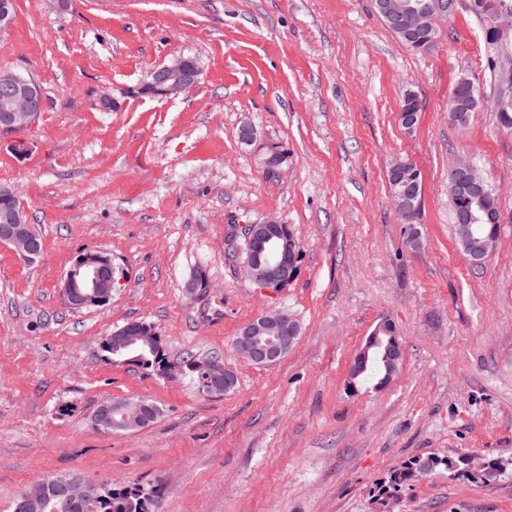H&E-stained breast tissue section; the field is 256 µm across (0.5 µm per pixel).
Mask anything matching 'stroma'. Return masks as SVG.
<instances>
[{
  "label": "stroma",
  "mask_w": 512,
  "mask_h": 512,
  "mask_svg": "<svg viewBox=\"0 0 512 512\" xmlns=\"http://www.w3.org/2000/svg\"><path fill=\"white\" fill-rule=\"evenodd\" d=\"M415 52L372 0H16L0 31V71L33 76L46 104L0 134V184L17 188L43 242L34 263L0 242V512L48 476L157 489L156 512H512V132L492 108L488 44L473 15L440 21ZM202 75L175 98L140 95L174 56ZM463 75L481 102L454 125ZM416 94L413 130L399 122ZM115 100L105 112L100 94ZM249 123L258 139L241 144ZM25 142L18 155L15 142ZM288 152L283 175L261 163ZM467 155L495 189L496 248L471 265L454 230L448 162ZM422 173L420 245L389 194L396 158ZM276 217L301 243L288 288L241 274L236 225ZM109 256L111 300L74 311L60 289L79 254ZM206 287L188 292L196 274ZM284 308L300 333L257 366L233 340L261 311ZM402 347L383 387L350 384L381 321ZM154 327L164 361L106 360L103 338ZM219 358L235 387L199 392L180 361ZM160 409L130 432L96 430L105 399ZM465 455L503 463L484 482L441 473L380 501L404 461Z\"/></svg>",
  "instance_id": "1"
}]
</instances>
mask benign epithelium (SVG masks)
<instances>
[{
	"instance_id": "1",
	"label": "benign epithelium",
	"mask_w": 512,
	"mask_h": 512,
	"mask_svg": "<svg viewBox=\"0 0 512 512\" xmlns=\"http://www.w3.org/2000/svg\"><path fill=\"white\" fill-rule=\"evenodd\" d=\"M459 2L452 0L446 6L443 0H374V8L385 16L388 24L416 49L425 50L428 44L418 41V36L433 29L437 17L445 8L457 10ZM489 28L502 39L512 31V16L497 11L487 16ZM200 65L192 64L182 55L150 73V85L165 97H177L192 90L200 81ZM0 99L4 102L0 113V130L3 132L25 128L35 122L44 106L39 83L34 79L22 80L9 77L0 81ZM263 165L272 174L283 171L286 161L283 151L269 148ZM391 196L398 199L407 224L417 221L420 214L421 186L411 162L398 159L390 168ZM479 186L490 193V184L480 175L474 163L458 157L448 165V188L459 195L468 194V200H480L473 192ZM26 212L9 208L0 211V241L10 244L19 259L31 262L41 254L39 243L25 229ZM490 221L501 222L500 215L481 208L476 213L467 206L460 215V224L469 234L475 233L474 224ZM242 235L251 247V255L244 261L243 271L255 285L266 290H277L290 284L298 270L301 256L300 244L289 225L270 216L257 224L242 226ZM468 260L474 265L483 264L491 255L490 242L465 249ZM117 279L112 259L100 252L80 256L68 270L63 284V295L68 306L81 310L101 305L112 298V288ZM299 336V323L286 309H274L259 314L245 325L234 339V348L243 358L257 366H268L279 361ZM199 370L205 372L210 392L216 396L233 389L234 374L215 361H201ZM112 400L98 405L93 426L99 430H112ZM122 420L131 426H146L153 417L154 408L142 400L129 398L118 404ZM80 503H93L101 496L102 486L80 480L68 484L39 483L27 489L19 506L42 500L47 492Z\"/></svg>"
}]
</instances>
